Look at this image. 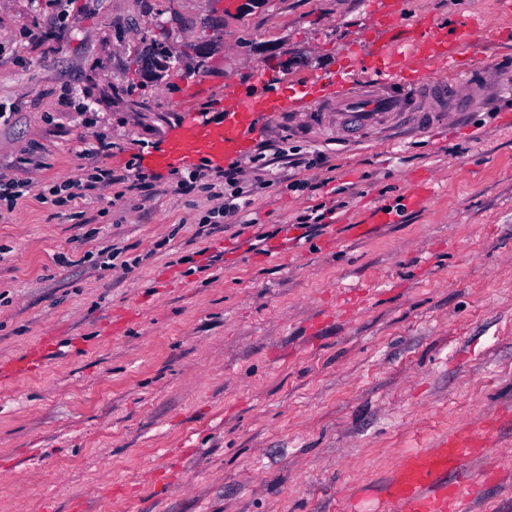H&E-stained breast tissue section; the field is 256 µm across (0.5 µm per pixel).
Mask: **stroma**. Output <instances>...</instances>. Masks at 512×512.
Masks as SVG:
<instances>
[{"instance_id":"1","label":"stroma","mask_w":512,"mask_h":512,"mask_svg":"<svg viewBox=\"0 0 512 512\" xmlns=\"http://www.w3.org/2000/svg\"><path fill=\"white\" fill-rule=\"evenodd\" d=\"M371 2L0 0V176L30 184L0 220V361L55 344L0 382V512H378L405 456L485 420L472 512H512V92L360 138L336 130V86L315 118L287 101L260 119L271 187L234 158L253 194L229 227L150 161L181 105L208 113L262 68L336 73L375 36ZM383 6L478 17L469 59L512 67L497 0ZM94 166L117 184L41 204ZM379 204L395 223L351 236L343 217ZM52 345L50 339L46 338L30 349L22 359L0 363V381L37 370L41 366L44 356L53 349ZM49 353H53V351Z\"/></svg>"}]
</instances>
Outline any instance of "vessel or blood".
Listing matches in <instances>:
<instances>
[{"label": "vessel or blood", "mask_w": 512, "mask_h": 512, "mask_svg": "<svg viewBox=\"0 0 512 512\" xmlns=\"http://www.w3.org/2000/svg\"><path fill=\"white\" fill-rule=\"evenodd\" d=\"M370 20L377 39L356 47L350 66L367 69L375 81L371 88L337 95L335 112L340 124L362 131L388 125L402 113L426 112L431 103L459 112L474 106L475 88L489 83L486 72L460 63L473 43L474 18L451 24L437 20L407 24L400 13L375 8ZM408 59L416 64L419 74L398 79ZM437 66L447 70V78H427V71ZM326 83L322 75L298 85L284 83L273 70L260 69L251 88L242 89L232 104L214 103V111L223 115L221 121L189 113L170 133L164 152L155 162L176 166L201 157L219 164L225 156L247 153L263 135L259 116L281 112L287 96L322 103ZM392 221L391 210L377 206L352 221V233L367 238ZM51 348V341L45 339L22 359L0 363V381L37 370ZM480 442V435L475 433L449 434L408 455L384 486L383 512H470L484 484L468 466Z\"/></svg>", "instance_id": "obj_1"}]
</instances>
